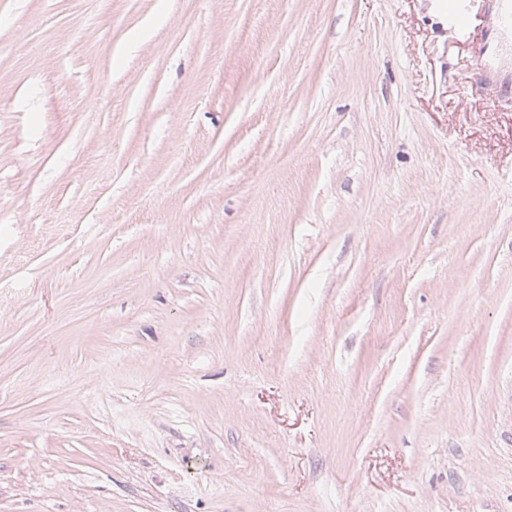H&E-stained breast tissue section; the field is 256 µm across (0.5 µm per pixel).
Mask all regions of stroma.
<instances>
[{
  "mask_svg": "<svg viewBox=\"0 0 512 512\" xmlns=\"http://www.w3.org/2000/svg\"><path fill=\"white\" fill-rule=\"evenodd\" d=\"M439 0H0V512H512V100Z\"/></svg>",
  "mask_w": 512,
  "mask_h": 512,
  "instance_id": "stroma-1",
  "label": "stroma"
}]
</instances>
